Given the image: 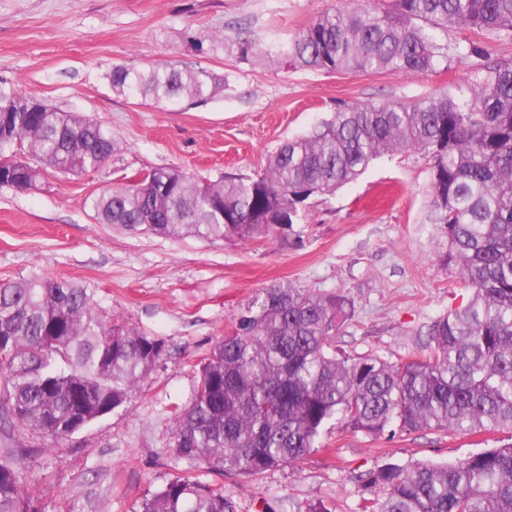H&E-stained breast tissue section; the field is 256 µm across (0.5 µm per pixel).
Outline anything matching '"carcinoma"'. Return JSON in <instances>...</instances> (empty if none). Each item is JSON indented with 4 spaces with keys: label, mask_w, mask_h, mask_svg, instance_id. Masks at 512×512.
<instances>
[{
    "label": "carcinoma",
    "mask_w": 512,
    "mask_h": 512,
    "mask_svg": "<svg viewBox=\"0 0 512 512\" xmlns=\"http://www.w3.org/2000/svg\"><path fill=\"white\" fill-rule=\"evenodd\" d=\"M457 27L512 36V0H389L320 15L293 38L261 50L247 37L198 38L240 59L324 73L431 71L448 59ZM112 88L166 105L205 100L220 84L205 69L147 72L116 64ZM479 100L448 93L413 103L341 105L309 132L285 140L254 176L202 183L151 168L91 201L96 218L165 238L248 243L292 226L313 194H331L378 158L414 151L429 161L428 234L458 269L469 297L432 320L424 356L392 362L336 354L353 302L291 283L263 291L235 329L199 361L193 395L173 414L175 457L185 468L141 512H235L223 485L193 472L255 478L318 451L332 421L378 436L393 425L470 435L512 430V58L480 82ZM101 123L20 94L0 93V160L19 149L63 175L101 167L116 150ZM16 190L40 171L0 174ZM167 355L165 342L103 321L94 290L65 276L0 283V422L57 443L127 406ZM383 498L364 512H512V442L448 465H386L367 474ZM0 512H38L28 471L0 459Z\"/></svg>",
    "instance_id": "carcinoma-1"
}]
</instances>
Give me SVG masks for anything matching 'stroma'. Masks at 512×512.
I'll return each instance as SVG.
<instances>
[{"instance_id":"35a3bbf8","label":"stroma","mask_w":512,"mask_h":512,"mask_svg":"<svg viewBox=\"0 0 512 512\" xmlns=\"http://www.w3.org/2000/svg\"><path fill=\"white\" fill-rule=\"evenodd\" d=\"M341 0H0V91L19 92L101 122L119 148L79 176L43 171L36 188L0 187V282L63 275L95 291L105 318L167 346L128 409H118L56 445L18 427L0 429V452L24 458L39 512H139L141 502L180 470L172 412L186 405L197 362L230 331L265 288L293 283L343 293L354 303L336 347L391 360L421 355L422 326L455 304L462 288L421 230L429 206L427 158L405 151L376 161L331 195H314L292 228L246 244L173 240L99 223L95 195L151 168L197 179L261 172L280 144L306 133L342 104L410 102L452 93L472 101L493 58H512V37L449 30L456 45L482 40L490 57L449 55L435 70L335 73L244 61L197 48L206 34L246 32L258 47L288 40ZM170 63L224 78L204 102L165 110L113 91L112 65L146 71ZM479 436L435 430L369 437L339 427L323 448L256 478L223 477L237 512H363L376 489L365 473L386 464L457 462L493 447Z\"/></svg>"}]
</instances>
